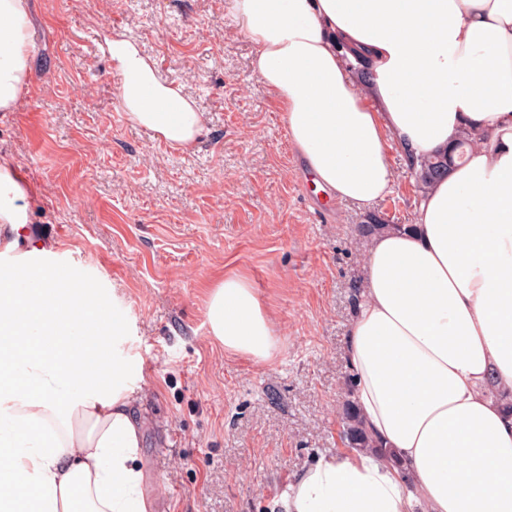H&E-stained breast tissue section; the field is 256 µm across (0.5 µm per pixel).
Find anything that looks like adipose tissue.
<instances>
[{"label":"adipose tissue","instance_id":"adipose-tissue-1","mask_svg":"<svg viewBox=\"0 0 512 512\" xmlns=\"http://www.w3.org/2000/svg\"><path fill=\"white\" fill-rule=\"evenodd\" d=\"M316 185L360 207L391 195L390 150L429 154L464 129V165L420 197L413 230L368 246L346 338L352 399L393 455H322L271 512H512V0H231ZM29 0H0V112L30 91ZM131 122L170 147L205 127L138 44L108 35ZM355 49L373 74L347 64ZM36 188L0 153V512H152L126 360L89 369L121 335L101 291L40 265ZM225 352L270 361L278 331L242 274L209 292Z\"/></svg>","mask_w":512,"mask_h":512}]
</instances>
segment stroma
Here are the masks:
<instances>
[{
    "label": "stroma",
    "instance_id": "35a3bbf8",
    "mask_svg": "<svg viewBox=\"0 0 512 512\" xmlns=\"http://www.w3.org/2000/svg\"><path fill=\"white\" fill-rule=\"evenodd\" d=\"M227 0H30L31 90L0 112V151L40 194L31 232L53 266L105 291L124 333L143 418V490L153 512H269L318 453L339 452L351 284L369 214L415 219L397 182L371 211L317 192L282 114L250 66L253 45ZM133 38L203 112L187 151L134 125L121 76L94 46ZM246 275L280 333L264 364L226 353L206 303Z\"/></svg>",
    "mask_w": 512,
    "mask_h": 512
}]
</instances>
